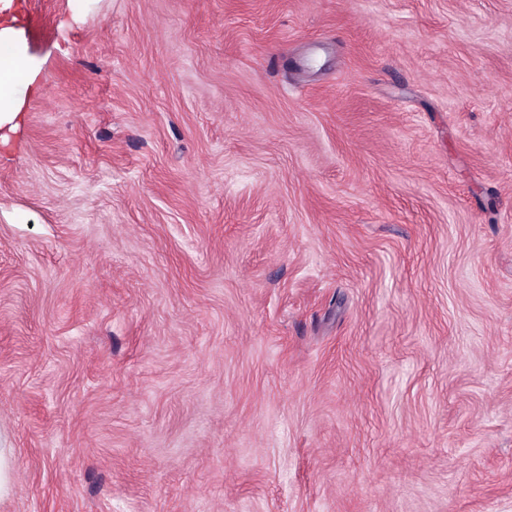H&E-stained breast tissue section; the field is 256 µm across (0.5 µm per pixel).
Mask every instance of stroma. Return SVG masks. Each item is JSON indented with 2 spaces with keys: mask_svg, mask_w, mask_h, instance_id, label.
I'll list each match as a JSON object with an SVG mask.
<instances>
[{
  "mask_svg": "<svg viewBox=\"0 0 512 512\" xmlns=\"http://www.w3.org/2000/svg\"><path fill=\"white\" fill-rule=\"evenodd\" d=\"M0 512H512V0H15Z\"/></svg>",
  "mask_w": 512,
  "mask_h": 512,
  "instance_id": "35a3bbf8",
  "label": "stroma"
}]
</instances>
